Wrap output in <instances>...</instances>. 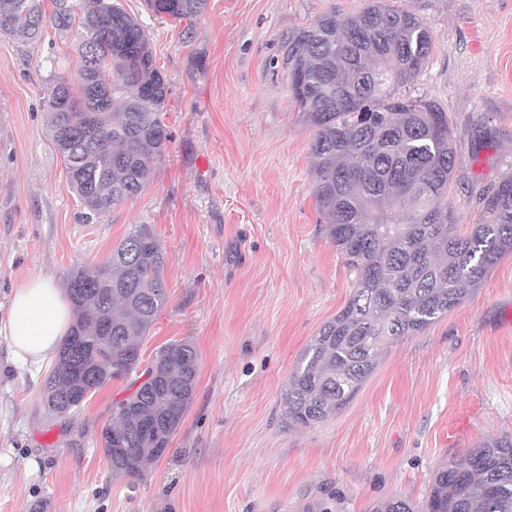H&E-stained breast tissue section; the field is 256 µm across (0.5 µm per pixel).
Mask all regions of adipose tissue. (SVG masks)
<instances>
[{
    "instance_id": "ef3b65f1",
    "label": "adipose tissue",
    "mask_w": 512,
    "mask_h": 512,
    "mask_svg": "<svg viewBox=\"0 0 512 512\" xmlns=\"http://www.w3.org/2000/svg\"><path fill=\"white\" fill-rule=\"evenodd\" d=\"M72 309L52 275L28 278L11 296L9 314L0 322V336L13 363L37 376L72 323Z\"/></svg>"
}]
</instances>
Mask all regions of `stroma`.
I'll use <instances>...</instances> for the list:
<instances>
[{
  "label": "stroma",
  "mask_w": 512,
  "mask_h": 512,
  "mask_svg": "<svg viewBox=\"0 0 512 512\" xmlns=\"http://www.w3.org/2000/svg\"><path fill=\"white\" fill-rule=\"evenodd\" d=\"M367 0H207L192 36L119 0L142 23L169 84L167 150L151 183L96 224L50 145L44 89L79 68L73 34H0V320L28 277L106 261L131 225L166 253L168 299L141 345L199 356L192 404L163 458L113 479L99 430L127 381L97 390L70 422L42 406L0 338V512H371L424 501L436 469L512 435V253L426 331L391 344L341 412L288 426L281 394L352 277L315 205L313 129L288 91L287 35ZM435 46L413 89L448 113L457 152L450 202L474 224L512 175V0H389ZM465 417L456 441L448 425ZM39 464L28 474L27 461Z\"/></svg>",
  "instance_id": "stroma-1"
}]
</instances>
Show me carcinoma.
Wrapping results in <instances>:
<instances>
[{
  "instance_id": "obj_1",
  "label": "carcinoma",
  "mask_w": 512,
  "mask_h": 512,
  "mask_svg": "<svg viewBox=\"0 0 512 512\" xmlns=\"http://www.w3.org/2000/svg\"><path fill=\"white\" fill-rule=\"evenodd\" d=\"M207 0H146L184 22ZM75 32L80 67L45 91L49 142L63 159L86 224L142 192L169 141V86L142 24L118 0H0V33L38 40L46 23ZM288 89L314 129L313 194L328 237L353 275L344 307L307 345L282 394L288 425L314 427L342 411L388 346L460 306L512 253V175L483 194V218L456 223L448 202L456 150L447 112L409 93L434 47L415 14L371 0L286 38ZM166 253L135 224L109 259L74 268L75 318L44 384L43 409L74 416L111 379L133 392L112 403L99 441L115 480L160 460L184 421L198 376L193 345L173 340L149 359L140 346L167 301ZM373 512H512V436L440 465L422 505L392 497Z\"/></svg>"
}]
</instances>
